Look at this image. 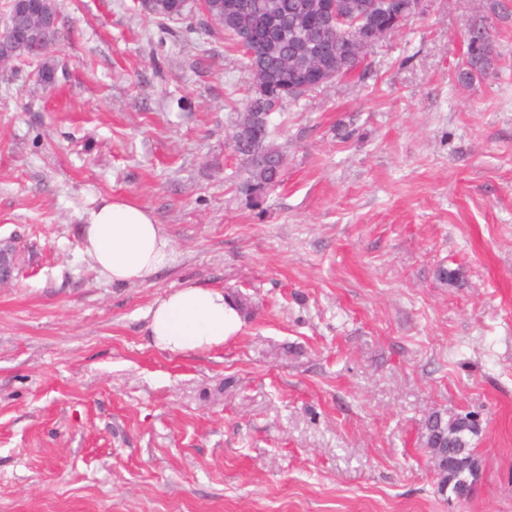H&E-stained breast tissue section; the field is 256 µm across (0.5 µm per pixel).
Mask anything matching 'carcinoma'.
Returning <instances> with one entry per match:
<instances>
[{
	"label": "carcinoma",
	"mask_w": 512,
	"mask_h": 512,
	"mask_svg": "<svg viewBox=\"0 0 512 512\" xmlns=\"http://www.w3.org/2000/svg\"><path fill=\"white\" fill-rule=\"evenodd\" d=\"M225 0H203L199 9L212 15L218 22V28L227 35L233 48L244 52L234 39L236 28L249 21V13L235 16L224 10ZM265 11L280 21V26L270 37L265 53L251 58L245 63L249 74L258 75L265 80L266 95H251L245 107L250 112L252 121L245 124L241 116H236L231 123V138L237 144H254L261 154V160L254 161L251 155L236 147L234 152L242 161L241 175L238 183L239 192L254 207L261 206L266 194L281 181L286 163V155L274 138L271 129L269 111L274 103L283 104L296 100L288 90L292 73L312 64L313 59L320 60L326 72L335 71L347 78L356 73L364 63L365 57L358 56L354 50V34L347 29L337 27L313 28L307 18L321 0H258ZM385 0H336L343 13L366 16L371 21L380 4ZM493 25L487 22L472 27L466 36L467 52L459 63L455 76L459 83L470 85L484 78L495 65L497 53L492 34ZM336 40V54L331 56L319 53L323 39ZM37 42L34 54L28 60L37 64L40 80L50 85L55 82L56 65L51 52L61 39L59 23L45 26L36 31ZM480 426L467 415H456L449 419L440 414L431 415L425 426L424 441L430 446L441 444L447 450L445 468L438 479V495L449 499L464 495V488L471 477L470 460L476 454L473 438L478 435Z\"/></svg>",
	"instance_id": "1"
}]
</instances>
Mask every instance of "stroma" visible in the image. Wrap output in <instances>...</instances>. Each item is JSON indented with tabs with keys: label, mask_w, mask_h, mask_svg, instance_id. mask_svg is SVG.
Returning a JSON list of instances; mask_svg holds the SVG:
<instances>
[{
	"label": "stroma",
	"mask_w": 512,
	"mask_h": 512,
	"mask_svg": "<svg viewBox=\"0 0 512 512\" xmlns=\"http://www.w3.org/2000/svg\"><path fill=\"white\" fill-rule=\"evenodd\" d=\"M65 78L0 69V512H512V18L454 71L491 0H429L355 76L274 115L287 164L247 205L228 146L250 76L134 0H57ZM174 252L117 286L77 251L101 198ZM451 280L438 277L439 269ZM189 285L248 298L224 346L151 345ZM477 413L481 477L445 500L435 413ZM493 25L487 22L473 26L466 36L467 52L459 63L455 76L459 83L470 85L484 78L495 65L497 53L492 34ZM19 251L12 243H0V288L12 282L13 272L18 264Z\"/></svg>",
	"instance_id": "stroma-1"
}]
</instances>
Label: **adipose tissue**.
I'll return each instance as SVG.
<instances>
[{
	"instance_id": "ef3b65f1",
	"label": "adipose tissue",
	"mask_w": 512,
	"mask_h": 512,
	"mask_svg": "<svg viewBox=\"0 0 512 512\" xmlns=\"http://www.w3.org/2000/svg\"><path fill=\"white\" fill-rule=\"evenodd\" d=\"M78 249L103 279L115 284L145 281L164 268L173 253L152 213L118 197L102 199L88 212ZM242 326L240 307L224 290L187 286L152 309L149 332L156 348L187 353L221 346Z\"/></svg>"
}]
</instances>
